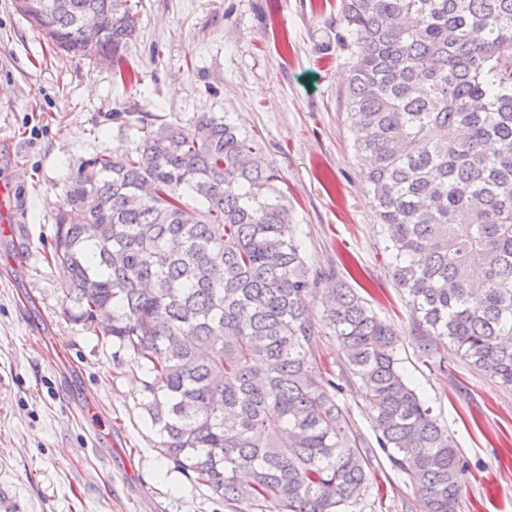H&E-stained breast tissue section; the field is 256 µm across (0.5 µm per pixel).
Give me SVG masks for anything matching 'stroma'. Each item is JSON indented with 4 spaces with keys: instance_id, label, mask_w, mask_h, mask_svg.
<instances>
[{
    "instance_id": "35a3bbf8",
    "label": "stroma",
    "mask_w": 512,
    "mask_h": 512,
    "mask_svg": "<svg viewBox=\"0 0 512 512\" xmlns=\"http://www.w3.org/2000/svg\"><path fill=\"white\" fill-rule=\"evenodd\" d=\"M13 2L0 0V183L13 185L20 215L12 232L0 229V512H232L159 454L140 407L142 370L63 316L66 277L46 260L68 177L82 159L127 144L116 112L159 124L209 112L261 144L309 262L367 289L402 338L404 373L467 458L459 512H512V390L445 343L425 358L393 283L353 150L345 93L356 45L340 0H134L133 82L111 63L57 53ZM318 355L372 436L333 334ZM415 503L410 482L375 453L360 512Z\"/></svg>"
}]
</instances>
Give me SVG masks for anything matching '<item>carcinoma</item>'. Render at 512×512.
<instances>
[{"instance_id": "carcinoma-1", "label": "carcinoma", "mask_w": 512, "mask_h": 512, "mask_svg": "<svg viewBox=\"0 0 512 512\" xmlns=\"http://www.w3.org/2000/svg\"><path fill=\"white\" fill-rule=\"evenodd\" d=\"M14 2L81 59L120 64L137 30L131 0ZM341 17L358 47L354 149L419 350L446 340L512 387V0H342ZM125 131L128 148L67 181L49 260L68 272L64 317L143 369L160 454L235 512H353L371 449L315 366L329 329L419 512H458L467 460L404 374L392 327L308 264L261 145L208 112Z\"/></svg>"}]
</instances>
